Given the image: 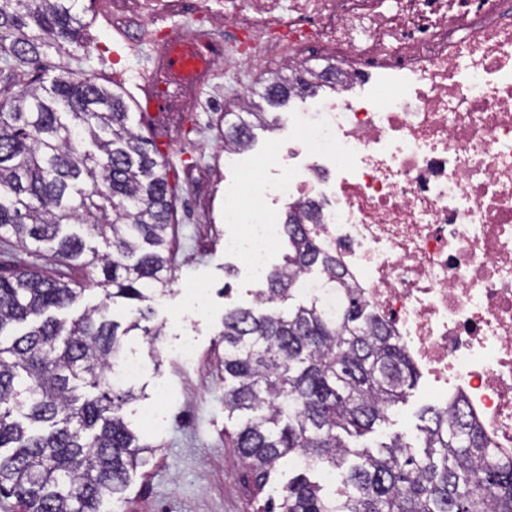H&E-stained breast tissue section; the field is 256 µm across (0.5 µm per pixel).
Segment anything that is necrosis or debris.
I'll return each mask as SVG.
<instances>
[{"mask_svg":"<svg viewBox=\"0 0 512 512\" xmlns=\"http://www.w3.org/2000/svg\"><path fill=\"white\" fill-rule=\"evenodd\" d=\"M137 22L161 66L188 35L206 59L184 92L199 111L226 66L339 62L281 113L254 197L224 187V240L256 279L282 229L270 206L309 200L308 230L387 324L441 405L463 400L490 448L512 452V0H99ZM180 16L184 26L160 32ZM232 28L224 42L210 26Z\"/></svg>","mask_w":512,"mask_h":512,"instance_id":"obj_1","label":"necrosis or debris"}]
</instances>
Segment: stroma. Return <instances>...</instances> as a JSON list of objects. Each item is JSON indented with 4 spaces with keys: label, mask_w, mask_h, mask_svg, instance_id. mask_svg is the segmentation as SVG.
Returning <instances> with one entry per match:
<instances>
[{
    "label": "stroma",
    "mask_w": 512,
    "mask_h": 512,
    "mask_svg": "<svg viewBox=\"0 0 512 512\" xmlns=\"http://www.w3.org/2000/svg\"><path fill=\"white\" fill-rule=\"evenodd\" d=\"M80 4L85 44L74 55L83 70L114 85V70L99 58L116 31L123 47L121 66L148 65L147 50L133 46L134 23L97 13L91 0ZM255 84L237 75L224 84L221 111L187 112L180 84L172 83L164 120L152 126L171 164L169 181L176 191L173 282L153 304V322L163 328L160 339L151 344L137 335L129 346L146 367L142 383L158 397L156 418L141 428L144 441L157 450L120 500L104 503V512H257L246 468L228 439L239 421L224 410V373L217 365L225 311L250 305L256 288L242 260L224 251L225 235L239 230L224 221V185L237 171L224 165L219 130L226 113L235 111L241 90ZM433 404L427 378L419 377L405 402L360 438V445L374 448L396 435L413 440L423 410Z\"/></svg>",
    "instance_id": "35a3bbf8"
}]
</instances>
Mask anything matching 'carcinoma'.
I'll list each match as a JSON object with an SVG mask.
<instances>
[{"label":"carcinoma","mask_w":512,"mask_h":512,"mask_svg":"<svg viewBox=\"0 0 512 512\" xmlns=\"http://www.w3.org/2000/svg\"><path fill=\"white\" fill-rule=\"evenodd\" d=\"M78 0H0V71L38 68L86 26ZM276 73L251 94L276 106L288 98ZM124 94L81 68L25 83L0 100V232L3 242L46 250L64 266L96 274L101 302L68 321L84 285L37 267L0 273V496L19 512H102L154 446L126 413L144 389L116 366L135 331L153 342L152 302L172 283L170 163L130 122ZM222 140L251 142L264 112H235ZM289 208L281 224L288 252L256 293L259 309L224 314V411L244 420L231 437L257 492L285 460L299 468L266 512H512V456L488 447L462 404L428 407L419 445L395 436L377 452L356 448L403 402L418 372L354 289L336 314L316 297L288 312L312 268L334 282L336 260ZM123 303L125 328L108 316ZM332 470L327 490L309 473Z\"/></svg>","instance_id":"obj_1"}]
</instances>
